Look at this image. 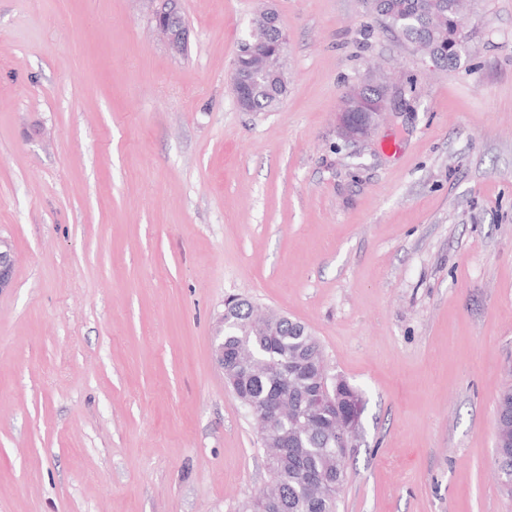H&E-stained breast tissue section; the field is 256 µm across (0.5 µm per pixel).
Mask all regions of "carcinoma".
<instances>
[{"label": "carcinoma", "mask_w": 512, "mask_h": 512, "mask_svg": "<svg viewBox=\"0 0 512 512\" xmlns=\"http://www.w3.org/2000/svg\"><path fill=\"white\" fill-rule=\"evenodd\" d=\"M366 8L377 13L385 27L399 33L414 51L426 47L436 63L448 69L460 66L465 52L463 27L468 0H365ZM276 37L263 25L252 22L248 42L263 50ZM384 85L375 75L367 77L361 91L343 100L350 119L365 111V103L380 99ZM277 96L260 80L253 92L251 111L269 112L276 108ZM243 303L233 312L235 322L224 329V350L247 349L253 357L243 360L231 375L236 391L255 405L288 393L291 409L304 413L309 395L321 383L325 354L315 336H302L294 327L279 320L277 311ZM339 411L362 405V393L345 379L331 382ZM508 398H498L495 441L512 439V387L503 390ZM349 449L336 441L328 420L303 422L294 448H284L277 456L266 457L272 484L281 491L280 501L263 491L244 502L241 512H338L340 494L347 479Z\"/></svg>", "instance_id": "obj_1"}]
</instances>
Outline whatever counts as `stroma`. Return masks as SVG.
<instances>
[{"instance_id":"obj_1","label":"stroma","mask_w":512,"mask_h":512,"mask_svg":"<svg viewBox=\"0 0 512 512\" xmlns=\"http://www.w3.org/2000/svg\"><path fill=\"white\" fill-rule=\"evenodd\" d=\"M0 0V512H237L269 481L224 380L229 296L319 338L364 408L339 512H512V0H476L446 69L363 0ZM288 93L238 108L252 19ZM414 83L339 135L372 68ZM151 20L164 36L171 52L182 53L187 45L188 28L181 20L177 0H148ZM383 88L384 85L378 82L377 75L368 76L366 83L357 95L343 100L344 111L348 112L351 120H356L357 112H365V103L380 99ZM376 110L378 112H365L369 118L358 125L352 124L344 112H340L341 135L347 143H361L370 139L374 128L386 113L387 107L384 102H379L376 105ZM14 262L12 243L0 237V292L11 284ZM504 394H511V398L503 400ZM495 424L498 425V432L495 433L496 446L508 438L512 445V387L503 390L498 398Z\"/></svg>"}]
</instances>
